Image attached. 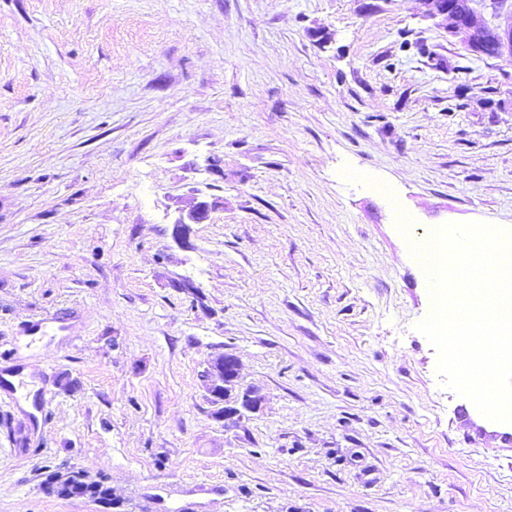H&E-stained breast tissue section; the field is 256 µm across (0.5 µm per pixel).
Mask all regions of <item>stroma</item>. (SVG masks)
<instances>
[{"mask_svg": "<svg viewBox=\"0 0 512 512\" xmlns=\"http://www.w3.org/2000/svg\"><path fill=\"white\" fill-rule=\"evenodd\" d=\"M421 12L0 0V373L33 391L0 400V512H512L410 250L512 230V54ZM224 352L265 398L234 425ZM214 206L213 202L206 200L193 201L187 210L181 211L174 222V237L179 241L186 239L192 224H204L209 221ZM201 377L216 417L233 420L243 417V410L254 412L260 408L262 396L255 388H248L239 393L236 401L228 397L230 394L227 392L228 387L235 384L239 377V363L234 356L224 353L215 356L210 360Z\"/></svg>", "mask_w": 512, "mask_h": 512, "instance_id": "stroma-1", "label": "stroma"}]
</instances>
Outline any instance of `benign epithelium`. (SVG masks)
Listing matches in <instances>:
<instances>
[{
    "label": "benign epithelium",
    "instance_id": "benign-epithelium-1",
    "mask_svg": "<svg viewBox=\"0 0 512 512\" xmlns=\"http://www.w3.org/2000/svg\"><path fill=\"white\" fill-rule=\"evenodd\" d=\"M424 16L429 19L446 18L453 21L449 33L459 37L478 57L487 55V48H494V56L508 51L512 53V26L501 29L488 21L481 13L483 9L496 10L499 0H421ZM214 203L196 200L181 211L174 222V237L185 239L193 224H204L210 220ZM239 377V363L232 355L219 354L212 358L202 373L208 401L213 414L221 419L241 418L244 412L258 410L262 396L255 388L239 393L237 399L229 398L227 389Z\"/></svg>",
    "mask_w": 512,
    "mask_h": 512
}]
</instances>
